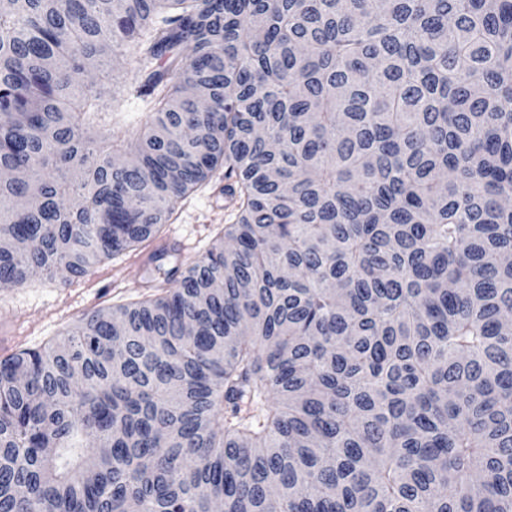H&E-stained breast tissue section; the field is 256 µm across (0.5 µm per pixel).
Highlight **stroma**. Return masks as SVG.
Wrapping results in <instances>:
<instances>
[{
    "instance_id": "1",
    "label": "stroma",
    "mask_w": 512,
    "mask_h": 512,
    "mask_svg": "<svg viewBox=\"0 0 512 512\" xmlns=\"http://www.w3.org/2000/svg\"><path fill=\"white\" fill-rule=\"evenodd\" d=\"M234 221L219 168L178 202L159 238L102 260L83 277L60 270L0 288V323L9 328L0 335V359L42 349L93 312L165 295L171 274L206 255Z\"/></svg>"
}]
</instances>
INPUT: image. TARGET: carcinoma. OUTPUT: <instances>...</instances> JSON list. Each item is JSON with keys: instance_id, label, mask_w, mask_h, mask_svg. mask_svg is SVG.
<instances>
[{"instance_id": "carcinoma-1", "label": "carcinoma", "mask_w": 512, "mask_h": 512, "mask_svg": "<svg viewBox=\"0 0 512 512\" xmlns=\"http://www.w3.org/2000/svg\"><path fill=\"white\" fill-rule=\"evenodd\" d=\"M118 57L150 121L94 138ZM219 166L173 289L0 360V512H512V0L0 11V288Z\"/></svg>"}]
</instances>
